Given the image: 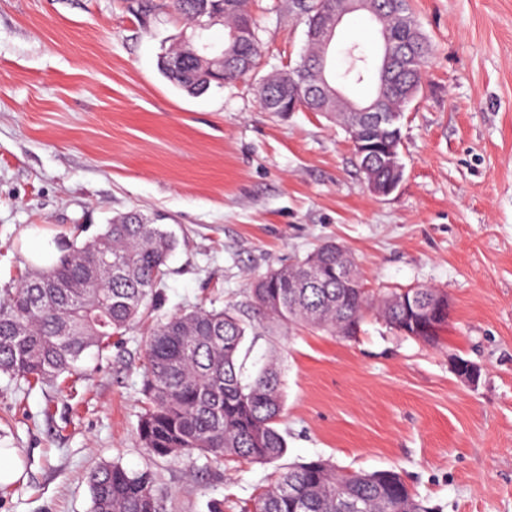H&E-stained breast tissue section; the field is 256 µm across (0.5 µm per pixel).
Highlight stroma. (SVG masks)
I'll list each match as a JSON object with an SVG mask.
<instances>
[{"label": "stroma", "instance_id": "35a3bbf8", "mask_svg": "<svg viewBox=\"0 0 512 512\" xmlns=\"http://www.w3.org/2000/svg\"><path fill=\"white\" fill-rule=\"evenodd\" d=\"M137 3L0 0V288L41 234L66 250L136 211L178 242L160 308L87 355L77 380L31 389L0 375V448L23 465L0 512H92L88 477L112 462L152 467L166 512H249L277 465L148 460L145 339L193 307L250 317L256 277L330 239L370 293L434 287L450 318L434 343L373 311L349 340L281 332L285 463L395 469L430 512H512V0H411L432 56L401 120L403 180L382 197L336 122L258 107L262 79L305 49L291 0H251L256 72L199 96L159 66L185 21ZM355 43L376 57L379 27L362 11L336 30L333 70ZM456 357L480 367L476 384Z\"/></svg>", "mask_w": 512, "mask_h": 512}]
</instances>
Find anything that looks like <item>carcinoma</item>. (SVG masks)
Instances as JSON below:
<instances>
[{"mask_svg":"<svg viewBox=\"0 0 512 512\" xmlns=\"http://www.w3.org/2000/svg\"><path fill=\"white\" fill-rule=\"evenodd\" d=\"M212 0H165L192 24L183 45L161 57L164 76L178 89L197 95L218 82L195 66L203 29L199 12ZM322 5L326 15L338 0H294L296 12L310 21L309 10ZM404 24L390 22L381 37L413 44L409 67L382 75L384 105L406 101L421 82L432 53L407 0H400ZM224 25L246 21L257 32L248 0H220ZM329 71L328 55L314 45L291 70L266 82L267 112L288 110L300 94ZM369 146L370 159H357L389 180L386 150L398 148V125H364L350 113ZM177 245L172 232L131 212L112 218L91 242L62 253L46 267L27 268L16 286L0 291V373L30 386L73 373L89 350L104 351L143 312L157 309L165 266ZM351 260L336 253L328 240L305 258L269 270L250 288V304L267 322L263 332L231 308H195L157 321L147 341L144 412L137 433L154 459L204 457L220 466L249 461L272 464L288 451L278 428L284 407L282 378L275 356L253 372L246 368V336L276 328L305 325L331 336H355L367 310H375L391 329L415 336L404 302L393 295L375 297L362 288L358 265L350 279L336 280V262ZM92 512H165L150 468L129 470L119 463L98 468L90 481ZM357 501L362 512H428L394 469L344 471L318 457L280 468L277 478L255 499L252 512H347Z\"/></svg>","mask_w":512,"mask_h":512,"instance_id":"carcinoma-1","label":"carcinoma"}]
</instances>
